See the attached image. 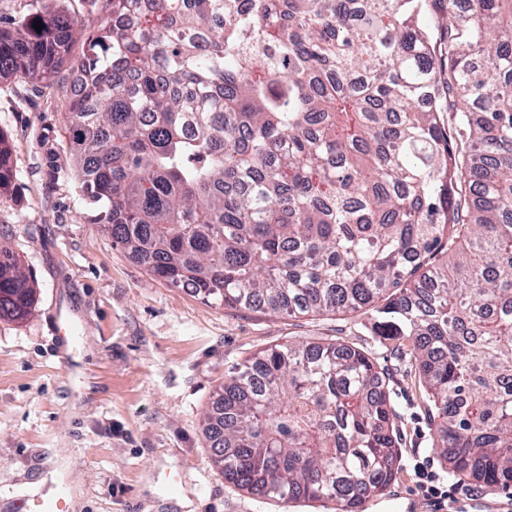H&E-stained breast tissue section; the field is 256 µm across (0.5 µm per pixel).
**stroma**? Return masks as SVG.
Returning a JSON list of instances; mask_svg holds the SVG:
<instances>
[{"label": "stroma", "instance_id": "1", "mask_svg": "<svg viewBox=\"0 0 512 512\" xmlns=\"http://www.w3.org/2000/svg\"><path fill=\"white\" fill-rule=\"evenodd\" d=\"M77 22L79 59L107 0H0V17L31 8ZM72 73L0 79V136L14 177L0 189V248L35 282L20 321L0 320V512L57 495L61 460L78 489L66 512H322L272 502L225 482L203 418L225 376L259 351L293 342L348 345L385 369L399 409L401 462L385 495L361 512H435L413 471L447 475L431 448L426 390L410 358L378 342L370 315L274 316L202 303L169 286L89 223L68 125Z\"/></svg>", "mask_w": 512, "mask_h": 512}]
</instances>
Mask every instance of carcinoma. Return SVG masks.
I'll return each instance as SVG.
<instances>
[{"label":"carcinoma","instance_id":"carcinoma-1","mask_svg":"<svg viewBox=\"0 0 512 512\" xmlns=\"http://www.w3.org/2000/svg\"><path fill=\"white\" fill-rule=\"evenodd\" d=\"M108 2L70 64L88 221L205 304L371 310L449 473L511 487L512 0ZM74 28L36 9L1 26L0 78L51 80ZM34 293L1 248L0 320ZM399 419L370 354L301 342L224 380L205 432L237 488L359 512L398 472Z\"/></svg>","mask_w":512,"mask_h":512}]
</instances>
